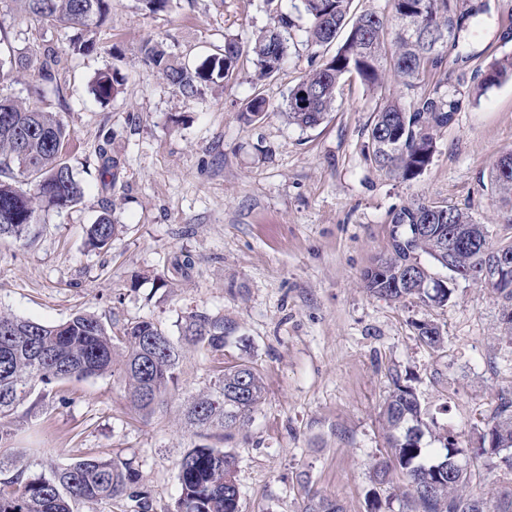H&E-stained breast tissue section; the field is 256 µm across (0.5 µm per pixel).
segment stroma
<instances>
[{
    "instance_id": "35a3bbf8",
    "label": "stroma",
    "mask_w": 512,
    "mask_h": 512,
    "mask_svg": "<svg viewBox=\"0 0 512 512\" xmlns=\"http://www.w3.org/2000/svg\"><path fill=\"white\" fill-rule=\"evenodd\" d=\"M479 10L464 41L447 48L445 76L471 86L477 71L512 42V0H470ZM266 0H173L151 14L138 0H112L88 53L69 56L52 81L4 83L20 98L41 92L45 110L69 129L68 158L85 196L76 207L39 217L34 240L0 239V309L42 323L83 311L104 323L150 320L172 337L190 314L222 315L235 330L223 356L186 353L177 390L148 415L135 411L118 376L36 385L9 417V454L28 474L85 457L131 461L152 512H172L178 463L212 446L236 459L240 512H305L312 496L366 512L373 463L389 448L380 408L394 377L411 384L428 415L459 447L474 446L499 396H512V335L499 299L460 280L447 306L391 302L364 286V272L387 254L389 213L415 199L447 202L503 235L512 208L495 202L487 175L512 151V82L464 105L438 136L422 175L402 182L368 158L367 132L381 96L402 91L387 78L373 93L344 78L336 110L320 126L290 125L280 107L318 62L296 16L282 68L258 82L251 55L235 75L203 96L184 98L147 66L141 45L158 41L200 64L225 37L247 42L273 23ZM0 39L15 52L33 43L13 0H0ZM111 70L119 92H92ZM269 110L247 123L254 97ZM117 162L115 187H103L100 151ZM114 207L121 225L109 247L90 249L86 229ZM192 269L177 270L182 255ZM167 287H160V280ZM437 324L438 350L416 323ZM258 368L265 393L251 418L207 432L185 419L188 400L218 380V361Z\"/></svg>"
}]
</instances>
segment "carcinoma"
I'll return each instance as SVG.
<instances>
[{"label": "carcinoma", "instance_id": "carcinoma-1", "mask_svg": "<svg viewBox=\"0 0 512 512\" xmlns=\"http://www.w3.org/2000/svg\"><path fill=\"white\" fill-rule=\"evenodd\" d=\"M14 2L40 28L86 32L97 27L112 6V0ZM299 2L308 20L305 33L311 46H329L346 33L335 54L309 70L288 94L284 113L300 128L320 125L335 110L337 91L346 76L358 77L372 92L383 87L382 60L387 55L403 86L416 87L421 76L446 64L448 40H458L469 28L467 21L478 14L468 0H391L389 20L374 12L351 15L352 0ZM390 25L394 38L388 48ZM293 27L290 15L278 11L274 24L254 43L245 46L226 37L219 52L197 67L178 61L158 42L146 41L141 53L182 96L195 99L209 84L232 79L246 52L254 56L258 78L277 72L287 54L286 34ZM61 61V53L47 42L34 57H0V84L13 72L20 75L32 69L50 77ZM508 82H512V55L505 54L465 90L438 84L409 102L400 96L381 99L367 128L371 161L394 179L416 178L432 163L439 132L454 122L463 104H474L488 90ZM93 92L101 100L112 98L118 92L114 78L100 73ZM68 139L66 125L56 113L45 111L39 100L0 94V238L30 240L37 235L39 212L82 203L84 188L63 154ZM100 158V180L113 187L117 161L108 158L103 148ZM488 182L493 197L512 201V151L495 160ZM389 223L406 224L408 231L391 243L388 254L378 261L379 271L364 273L369 292L385 300H417L434 307L448 304L452 291L446 281L435 277V265L493 289V280L480 271L491 268L493 254H512V234L490 241L485 225L455 205L419 199L391 211ZM117 231L111 212L105 210L88 228V244L103 249ZM416 329L427 347L441 348L443 336L437 325L422 322ZM233 332L222 315L190 314L175 340L150 320L115 322L109 327L93 314L76 312L61 323L46 324L0 310V446L11 436L6 418L38 383L117 374L131 406L149 414L170 394L183 346L219 352ZM264 391L262 374L253 365L245 361L224 365L219 385L193 398L187 419L203 430L233 429L258 406ZM381 417L390 455L374 463L372 481L381 486L390 483L395 473L403 478L407 492L400 512H512V490L488 501L470 490L473 468L448 470V458L461 454L452 436H433L438 448L423 442L432 430L413 388L393 379ZM502 448L512 449V398L501 400L479 433L477 445L466 453L473 463L499 457L512 472V454L501 455ZM235 470V457L228 452L205 446L190 449L178 464L180 494L173 512H239ZM136 484L131 464L114 458H85L33 476L26 475L17 460L0 458V512H74L79 502L122 496ZM307 512H343V507L314 497Z\"/></svg>", "mask_w": 512, "mask_h": 512}]
</instances>
